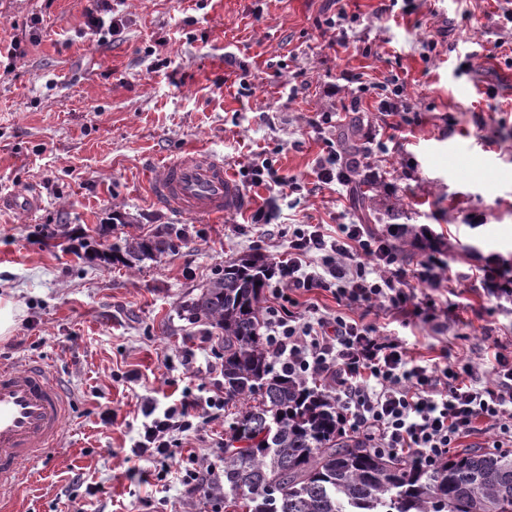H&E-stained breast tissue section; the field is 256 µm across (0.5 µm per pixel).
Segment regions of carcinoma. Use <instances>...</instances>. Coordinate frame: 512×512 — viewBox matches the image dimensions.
Wrapping results in <instances>:
<instances>
[{
  "label": "carcinoma",
  "mask_w": 512,
  "mask_h": 512,
  "mask_svg": "<svg viewBox=\"0 0 512 512\" xmlns=\"http://www.w3.org/2000/svg\"><path fill=\"white\" fill-rule=\"evenodd\" d=\"M178 240L168 227L111 251L133 268ZM268 271L259 256L229 262L183 307L221 331L224 405L242 403L214 498L234 512H512V451L464 449L437 470L376 454L341 426L331 397L282 372L261 335Z\"/></svg>",
  "instance_id": "1"
}]
</instances>
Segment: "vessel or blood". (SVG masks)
<instances>
[{"instance_id": "1", "label": "vessel or blood", "mask_w": 512, "mask_h": 512, "mask_svg": "<svg viewBox=\"0 0 512 512\" xmlns=\"http://www.w3.org/2000/svg\"><path fill=\"white\" fill-rule=\"evenodd\" d=\"M241 195L223 158L199 153L165 165L151 191L153 201L194 216L224 213ZM66 411L65 391L42 363L0 366V503L24 482L25 465L39 463L58 443Z\"/></svg>"}]
</instances>
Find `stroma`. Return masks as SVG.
Returning <instances> with one entry per match:
<instances>
[{"instance_id":"obj_1","label":"stroma","mask_w":512,"mask_h":512,"mask_svg":"<svg viewBox=\"0 0 512 512\" xmlns=\"http://www.w3.org/2000/svg\"><path fill=\"white\" fill-rule=\"evenodd\" d=\"M383 2L112 0L122 35L102 42L87 0H0V45L17 37L24 48L0 72V195L38 201L32 213L0 207V296L21 310L0 363L41 360L69 400L59 446L15 493L19 512H212L181 476L188 454L219 461L234 407L183 437L163 490L140 477L155 463L128 472L145 400L164 409L185 385L205 397L224 378L220 330L188 321L183 305L227 262L285 257L292 224L330 234L362 224L399 243L386 212L367 206L374 193L400 199L401 223L419 231L401 264L433 253L447 268L436 296L447 314L431 326L381 311V334L405 337L414 357L468 359L484 373L493 351L512 352V299L490 297L479 271L491 253L512 268L504 0H414L409 14ZM341 9L358 17L344 44L323 27ZM393 75L405 120L381 115L365 90ZM350 132L384 144L369 159L374 181L319 184L317 159ZM189 149L223 157L242 207L197 217L152 200L159 169ZM261 152L274 174L255 185L245 172ZM267 205L275 237L251 221ZM170 224L184 231L176 249L138 269L88 255Z\"/></svg>"}]
</instances>
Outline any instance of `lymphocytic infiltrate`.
I'll return each mask as SVG.
<instances>
[{"label":"lymphocytic infiltrate","mask_w":512,"mask_h":512,"mask_svg":"<svg viewBox=\"0 0 512 512\" xmlns=\"http://www.w3.org/2000/svg\"><path fill=\"white\" fill-rule=\"evenodd\" d=\"M273 275V303L262 319L269 351L289 376L324 384L367 448L433 469L480 422L495 430V447L512 444L511 359L495 353L486 382L471 362L417 359L404 339L380 335L367 322L377 309L424 318L437 310L432 296L418 297L407 286L388 239L361 224L339 225L332 236L320 225L297 224ZM318 290L332 294L343 313L330 319L301 307L298 294ZM223 407V392L200 400L188 388L165 410L148 403L134 455L167 463L180 434Z\"/></svg>","instance_id":"obj_1"}]
</instances>
